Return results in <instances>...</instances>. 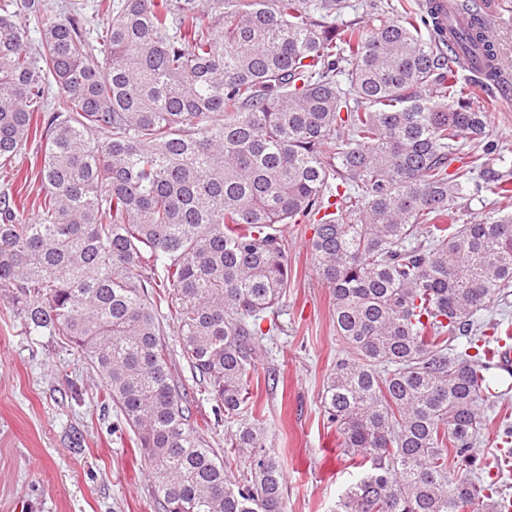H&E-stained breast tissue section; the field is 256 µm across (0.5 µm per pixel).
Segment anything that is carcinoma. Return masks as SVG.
Returning a JSON list of instances; mask_svg holds the SVG:
<instances>
[{"instance_id": "1", "label": "carcinoma", "mask_w": 512, "mask_h": 512, "mask_svg": "<svg viewBox=\"0 0 512 512\" xmlns=\"http://www.w3.org/2000/svg\"><path fill=\"white\" fill-rule=\"evenodd\" d=\"M480 2L457 0L484 47L459 86L430 16L387 0L340 34L348 0H94L35 44L17 18L53 5L0 0V165L34 143L43 186L33 218L0 193V294L84 355L163 512H285L282 461L240 414L288 288L277 225L300 220L349 349L322 392L361 470L336 512H512L475 477L499 463L476 448L491 344L512 340L481 319L512 295V165L469 103L499 85ZM481 180L492 216L456 223ZM168 319L236 420L231 456L174 376Z\"/></svg>"}]
</instances>
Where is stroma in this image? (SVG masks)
I'll return each mask as SVG.
<instances>
[{
  "instance_id": "obj_1",
  "label": "stroma",
  "mask_w": 512,
  "mask_h": 512,
  "mask_svg": "<svg viewBox=\"0 0 512 512\" xmlns=\"http://www.w3.org/2000/svg\"><path fill=\"white\" fill-rule=\"evenodd\" d=\"M487 112L489 139L512 149V94L470 99ZM291 273L276 318L253 372L245 414L267 430L282 457L286 512H336L355 471L341 438L328 425L322 384L346 345L333 324L329 288L319 279L306 242L309 224H284ZM166 342L173 372L194 395L200 415L212 419L207 438L215 449L235 424L214 422L216 401L182 357L175 330ZM495 405L479 444L492 456L500 443L499 419L512 421V375L490 370ZM102 380L76 349L50 336H31L0 298V512H159L149 472L129 436L113 433L115 409L99 405Z\"/></svg>"
}]
</instances>
